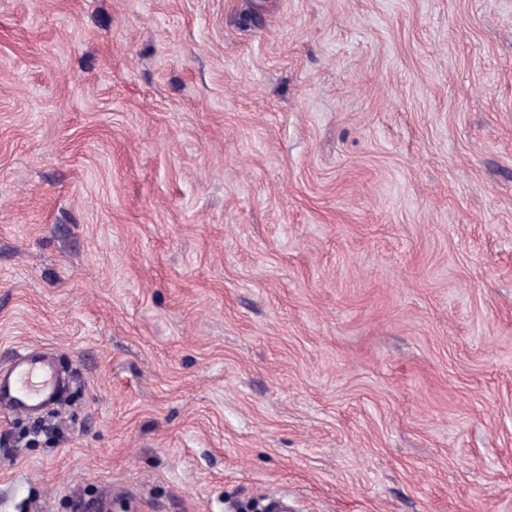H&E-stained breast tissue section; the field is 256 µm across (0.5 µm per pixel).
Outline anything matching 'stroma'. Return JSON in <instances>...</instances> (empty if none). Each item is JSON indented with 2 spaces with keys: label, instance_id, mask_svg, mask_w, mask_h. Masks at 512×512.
I'll return each instance as SVG.
<instances>
[{
  "label": "stroma",
  "instance_id": "35a3bbf8",
  "mask_svg": "<svg viewBox=\"0 0 512 512\" xmlns=\"http://www.w3.org/2000/svg\"><path fill=\"white\" fill-rule=\"evenodd\" d=\"M0 512H512V0H0ZM63 386L48 354L19 351L0 367V409L36 414L58 399Z\"/></svg>",
  "mask_w": 512,
  "mask_h": 512
}]
</instances>
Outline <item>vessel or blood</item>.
<instances>
[{
  "label": "vessel or blood",
  "mask_w": 512,
  "mask_h": 512,
  "mask_svg": "<svg viewBox=\"0 0 512 512\" xmlns=\"http://www.w3.org/2000/svg\"><path fill=\"white\" fill-rule=\"evenodd\" d=\"M64 381L45 353L20 351L0 367V409L32 415L50 407Z\"/></svg>",
  "instance_id": "1"
}]
</instances>
